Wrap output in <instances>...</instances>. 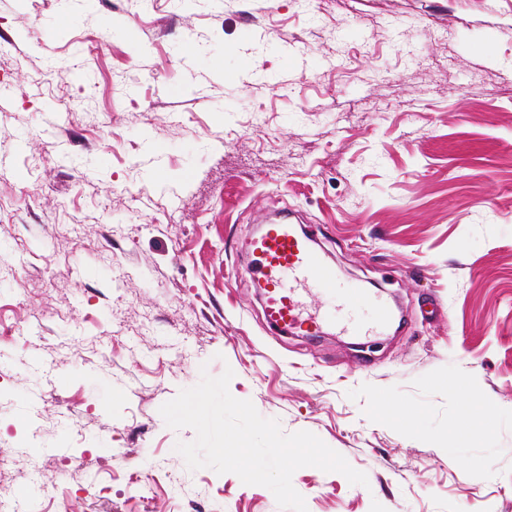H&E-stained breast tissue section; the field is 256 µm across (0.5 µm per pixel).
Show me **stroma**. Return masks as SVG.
Returning a JSON list of instances; mask_svg holds the SVG:
<instances>
[{
	"instance_id": "obj_1",
	"label": "stroma",
	"mask_w": 512,
	"mask_h": 512,
	"mask_svg": "<svg viewBox=\"0 0 512 512\" xmlns=\"http://www.w3.org/2000/svg\"><path fill=\"white\" fill-rule=\"evenodd\" d=\"M0 99V498L281 512L159 413L229 367L308 512H512V0H0ZM283 209L395 322L266 323Z\"/></svg>"
}]
</instances>
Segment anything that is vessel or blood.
I'll list each match as a JSON object with an SVG mask.
<instances>
[{"instance_id":"vessel-or-blood-1","label":"vessel or blood","mask_w":512,"mask_h":512,"mask_svg":"<svg viewBox=\"0 0 512 512\" xmlns=\"http://www.w3.org/2000/svg\"><path fill=\"white\" fill-rule=\"evenodd\" d=\"M308 235L285 222L266 221L250 241L252 274L264 294L266 320L283 331L315 335L321 321L304 309L312 289L336 290L335 270L309 245Z\"/></svg>"}]
</instances>
